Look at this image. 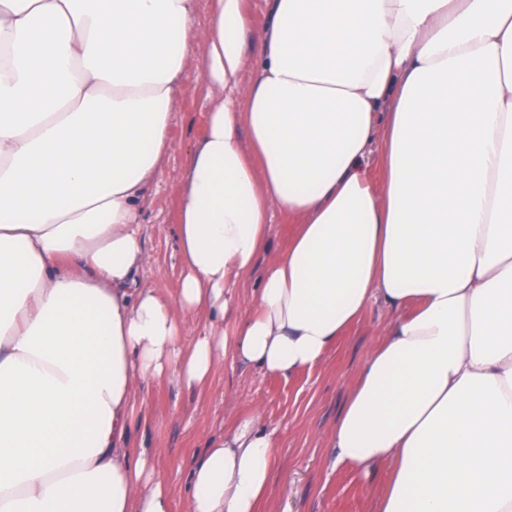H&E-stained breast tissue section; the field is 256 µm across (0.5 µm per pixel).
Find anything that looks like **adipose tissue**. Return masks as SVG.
<instances>
[{"instance_id": "adipose-tissue-1", "label": "adipose tissue", "mask_w": 512, "mask_h": 512, "mask_svg": "<svg viewBox=\"0 0 512 512\" xmlns=\"http://www.w3.org/2000/svg\"><path fill=\"white\" fill-rule=\"evenodd\" d=\"M195 4L0 0V512H171L128 446L144 386L228 350L314 368L374 300L397 315L337 463H392L379 512H512V0H268L252 58L244 0L203 29ZM194 57L212 102L163 296L133 285L140 215ZM274 207L295 230L225 336ZM273 462L255 419L209 440L190 512H258Z\"/></svg>"}]
</instances>
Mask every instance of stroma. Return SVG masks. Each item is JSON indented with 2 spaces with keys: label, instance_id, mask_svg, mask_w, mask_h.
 <instances>
[{
  "label": "stroma",
  "instance_id": "stroma-1",
  "mask_svg": "<svg viewBox=\"0 0 512 512\" xmlns=\"http://www.w3.org/2000/svg\"><path fill=\"white\" fill-rule=\"evenodd\" d=\"M208 105L202 66L191 60L171 118L172 149L142 213V241L151 262L135 273L136 287L171 295L179 286L176 223L183 186L178 175L205 132ZM292 231L287 217L272 210L269 247L233 291L240 315L250 313L251 291ZM392 316L384 303L371 302L319 366L286 378L242 365L228 354L203 386L189 389L173 377L150 383L137 404L129 445L154 453L155 472L171 493V512H189L186 475L207 439L232 434L256 411L274 439L276 456L271 495L260 512H377L390 464L365 471L338 464L330 433L363 360L380 343Z\"/></svg>",
  "mask_w": 512,
  "mask_h": 512
}]
</instances>
